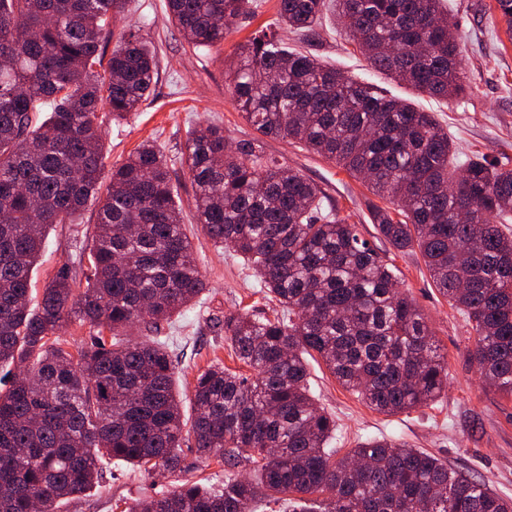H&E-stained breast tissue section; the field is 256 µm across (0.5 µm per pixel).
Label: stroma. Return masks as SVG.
<instances>
[{"mask_svg": "<svg viewBox=\"0 0 512 512\" xmlns=\"http://www.w3.org/2000/svg\"><path fill=\"white\" fill-rule=\"evenodd\" d=\"M257 3L254 12L237 20L221 44L197 51L169 21L165 0H128L125 11L113 18L111 28L117 33L142 27L156 51V86L153 97L137 113L123 120H106V166L122 163L145 141L154 142L172 164H180L187 134L200 124L222 126L225 136L235 142L252 138V128L233 104L225 73L237 45L256 30L268 28L277 31L286 45L433 113L462 155H484L512 167V27L498 10L496 0L446 2L473 86L471 94L448 100L418 94L371 67L353 49L334 14H325L312 36L303 41L279 26L277 0ZM262 148L284 158L301 175L324 188L340 217L357 225L363 239L379 245L371 212L381 200L365 183L335 162L288 140L266 138ZM180 182L178 203L185 229L207 282L199 301L164 330L182 353L174 378L187 400L197 374L209 365L220 362L237 372L244 369L224 341L225 314L262 318L271 314L275 304L265 297L242 258L232 249L214 246L204 235L192 218L193 189L188 175H181ZM97 210V201H90L75 223L54 225L32 273L35 287H43L66 262L77 286H84L85 265L80 257L90 242ZM386 257L399 271L400 289L427 318L438 352L448 358V388L430 406L387 415L342 387L319 358H309L311 391L317 405L336 420L337 448L345 453L357 440L385 436L430 452L448 467L469 473L495 493L512 499V398L500 395L479 379L470 358L473 337L467 322L434 287L418 250L390 249ZM182 450L187 470L181 476L144 479L124 462L105 463L98 485L86 496L62 505L60 512H126L139 498L170 491L186 479L220 487L245 473L244 468L230 469L199 453L193 437L185 438Z\"/></svg>", "mask_w": 512, "mask_h": 512, "instance_id": "1", "label": "stroma"}]
</instances>
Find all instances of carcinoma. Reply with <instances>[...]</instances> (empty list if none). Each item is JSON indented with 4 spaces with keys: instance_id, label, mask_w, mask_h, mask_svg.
I'll return each instance as SVG.
<instances>
[{
    "instance_id": "obj_1",
    "label": "carcinoma",
    "mask_w": 512,
    "mask_h": 512,
    "mask_svg": "<svg viewBox=\"0 0 512 512\" xmlns=\"http://www.w3.org/2000/svg\"><path fill=\"white\" fill-rule=\"evenodd\" d=\"M127 0H0V512H59L89 491L103 461L154 479L187 470L183 434L254 476L224 490L184 481L130 512H254L259 490L292 512H512L479 480L436 456L367 438L336 458V420L317 406L306 356L374 410L433 404L448 388L425 317L397 274L316 183L254 143L231 145L218 125L191 129L182 164L197 224L252 266L281 311L224 315V340L252 378L208 367L192 415L175 388L174 350L158 333L206 290L183 228L173 167L143 142L112 169L76 291L63 266L32 295V271L55 224H71L104 178L105 113L124 119L150 96L154 54L144 37L106 24ZM444 0H278L286 28L309 33L323 12L342 19L376 69L422 94L472 89ZM253 0H166L194 48L224 41ZM227 87L264 137L287 138L363 180L393 209L373 223L394 249L417 247L436 288L474 332L483 382L512 396V169L457 162L430 112L290 50L273 31L238 45ZM103 71H98V68ZM45 113L43 120L37 114ZM77 317L93 336L69 346ZM139 326L150 337L131 341Z\"/></svg>"
}]
</instances>
